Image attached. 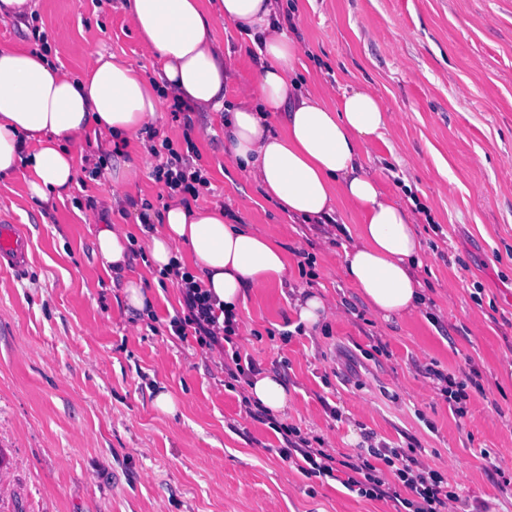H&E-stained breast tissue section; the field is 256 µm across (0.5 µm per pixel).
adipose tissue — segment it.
Segmentation results:
<instances>
[{"instance_id":"ef3b65f1","label":"adipose tissue","mask_w":512,"mask_h":512,"mask_svg":"<svg viewBox=\"0 0 512 512\" xmlns=\"http://www.w3.org/2000/svg\"><path fill=\"white\" fill-rule=\"evenodd\" d=\"M125 8L143 49L161 61L156 77L101 52L70 72L33 47L0 49V178L19 172L31 198L63 197L78 173L75 144L105 131L138 143V159H116L109 174L110 201L121 206L151 155L145 128L164 99L189 112L220 111L233 161L289 218L332 226L337 201L357 210L359 230L343 247L341 268L372 313L388 319L428 311L415 274L423 258L414 215L364 165L386 128L381 98L354 88L331 104L306 90L296 70L302 45L281 29L275 0H126ZM219 22L232 24L258 55L256 86L232 101L214 36ZM137 222L153 227L146 250L155 271L176 263L190 268L225 310H238L250 289L288 282V253L278 237L231 223L222 204L178 201L140 212ZM131 234L124 224L99 225L95 254L108 275L122 280L128 305L143 311L151 301L142 281L127 275ZM244 394L271 415L290 402L287 383L270 373L250 375Z\"/></svg>"}]
</instances>
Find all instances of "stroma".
Here are the masks:
<instances>
[{
    "label": "stroma",
    "instance_id": "1",
    "mask_svg": "<svg viewBox=\"0 0 512 512\" xmlns=\"http://www.w3.org/2000/svg\"><path fill=\"white\" fill-rule=\"evenodd\" d=\"M280 2L309 89L332 103L366 86L384 103L387 128L365 163L387 193L421 207L431 315H374L341 271L356 209L339 203L347 232L337 238L288 218L235 166L221 115L187 116L168 99L149 129L178 149L193 141L211 182L198 206L222 203L288 253V287L250 290L239 309L240 352L287 383L281 423L323 439L337 459L369 439L411 448L463 512H512V0ZM214 34L232 99L255 84L256 50L232 25ZM40 37L70 71L94 51L159 70L123 0H34L26 23L0 20V48ZM109 197L107 172L86 163L48 204L22 176L0 179V216L31 237L29 276L0 271V512H396L284 461L268 415L246 412L242 383L226 386L222 347L174 336L181 292L160 282L139 243L129 274L152 305H127L93 254L90 216L135 221ZM300 289L333 304L309 335L292 329ZM435 369L477 376L465 417ZM163 389L179 399L175 415L153 405Z\"/></svg>",
    "mask_w": 512,
    "mask_h": 512
}]
</instances>
